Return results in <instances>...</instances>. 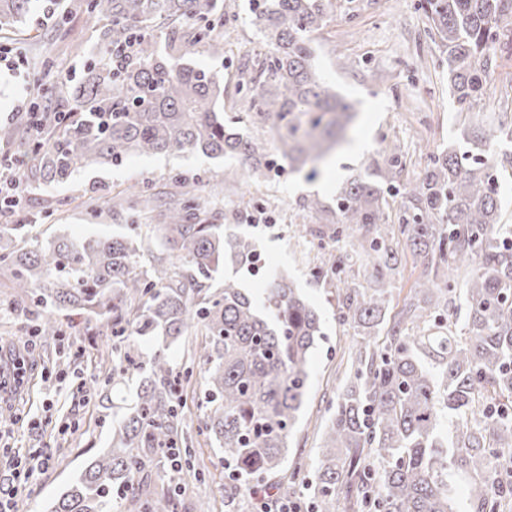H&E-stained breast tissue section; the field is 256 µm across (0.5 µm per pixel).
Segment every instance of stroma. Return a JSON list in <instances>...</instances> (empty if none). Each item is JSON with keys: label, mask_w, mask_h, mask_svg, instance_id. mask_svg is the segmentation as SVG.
Wrapping results in <instances>:
<instances>
[{"label": "stroma", "mask_w": 512, "mask_h": 512, "mask_svg": "<svg viewBox=\"0 0 512 512\" xmlns=\"http://www.w3.org/2000/svg\"><path fill=\"white\" fill-rule=\"evenodd\" d=\"M419 0H331L326 26L315 33V61L327 81L355 104L359 124L354 146L336 154V180L309 182L289 173L286 159L275 170L260 175L243 169L232 158L210 159L193 152L134 157L120 166H91L62 185L45 186L40 170L27 160L21 140H0V163L12 167L25 181V191L0 224H24L28 242L47 245L59 235L81 241L124 233L139 223L137 211L103 213L91 219L74 202L92 192L107 199L126 188L167 201L173 174L196 180L201 186L199 217L207 224H233L248 236L261 263L294 278L309 302L321 313L326 337L312 360V379L303 417L289 441L288 461L271 476V483L296 477L302 486L300 504L308 512L312 502L305 484L311 481L317 449L328 420L329 404L344 383L340 366L353 345L354 331L339 324L336 290L315 279L313 272L325 250L349 252L359 284H372L373 263L349 251L348 239L331 237L336 226V190L340 182L364 174L373 159L395 143L408 152L404 180H418L426 164L416 145L443 148L454 140L461 124L449 92L445 56L430 35V24ZM250 0H223L224 27L232 36L222 48H207L196 62L224 74V108L234 114L241 95L236 88L238 68L247 54L261 50L260 33L249 24ZM27 37L0 33V125L18 122L21 112L40 101L42 87L61 86L79 78L82 55L72 52L71 40L83 37V53L99 52L97 39L86 27V0H30ZM224 174L233 191L212 179ZM319 197L325 212L303 210L302 202ZM80 332H66L61 341L47 342L33 333L32 317L15 301L7 277H0V368L12 371L17 358L26 365L23 384L0 388V499L13 512H43L67 484L99 453L110 448L112 424L132 413L141 381L138 372L127 375L111 401L79 392V384L111 373L102 358V337L93 333L97 316L81 317ZM196 463L205 478H187L178 512H197L207 503L210 512H255L243 496L228 498V481L215 443L190 431ZM48 455L47 466L33 469L28 479L15 475L17 460L29 451Z\"/></svg>", "instance_id": "35a3bbf8"}]
</instances>
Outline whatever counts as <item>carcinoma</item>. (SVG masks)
Here are the masks:
<instances>
[{
	"label": "carcinoma",
	"instance_id": "1",
	"mask_svg": "<svg viewBox=\"0 0 512 512\" xmlns=\"http://www.w3.org/2000/svg\"><path fill=\"white\" fill-rule=\"evenodd\" d=\"M251 23L264 50L240 68L242 111L273 124L275 151L311 181L357 118L314 64L312 33L327 22L326 0H251ZM29 0H0V32L22 33ZM430 31L447 53L449 87L463 115L487 95L492 58L512 44V0H420ZM105 51L86 57L70 89L72 105L27 151L48 186L93 164L135 156L196 151L230 157L260 174L275 160L224 116V76L193 58L222 36L210 17L217 0H87ZM164 36L162 57L151 32ZM509 122L460 130L452 148L428 153L422 176L401 181L403 151L336 191V236L377 255V287L360 288L341 256L314 271L336 281L338 321L356 337L349 378L318 448L311 512H503L512 479L498 462L512 455V224L502 222L498 180L512 169ZM176 198L160 208L144 200L174 262L145 268L149 249L135 227L121 236L59 240L28 249L23 224H0V271L19 301L30 303L36 332L57 341L55 311L73 307L102 316V334L126 365L143 374L133 416L112 430V448L92 460L47 512H123L146 479L193 467L183 383L170 347L194 330L204 367L205 410L199 432L214 440L235 490L264 481L288 458L323 336L319 311L281 274L265 279L257 301L234 275L211 290L230 265L255 275L261 255L231 228L198 219V182L172 177ZM403 198L390 223L392 190ZM375 233L369 237L368 233ZM422 267L398 311L384 284L401 266L400 246ZM465 270L463 284L450 276ZM139 339L150 354L131 356ZM162 493L146 512H175Z\"/></svg>",
	"mask_w": 512,
	"mask_h": 512
}]
</instances>
